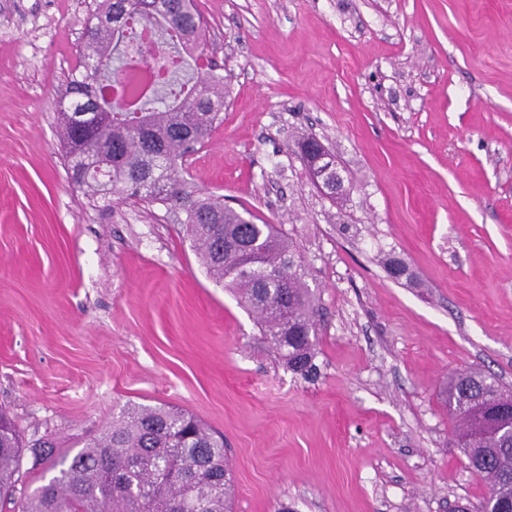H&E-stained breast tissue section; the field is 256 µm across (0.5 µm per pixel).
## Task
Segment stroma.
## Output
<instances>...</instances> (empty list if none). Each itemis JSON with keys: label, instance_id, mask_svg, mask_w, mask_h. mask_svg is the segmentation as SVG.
I'll return each instance as SVG.
<instances>
[{"label": "stroma", "instance_id": "obj_1", "mask_svg": "<svg viewBox=\"0 0 512 512\" xmlns=\"http://www.w3.org/2000/svg\"><path fill=\"white\" fill-rule=\"evenodd\" d=\"M196 6L227 93L186 178L291 237L320 373L283 365L173 209L70 183L56 107L89 6L0 0V407L63 449L129 403L189 411L224 437L233 512H479L443 388L512 387V0ZM299 148L301 154H303L310 174L313 179V183L319 188L314 180V166L315 162L320 158L323 159V162L334 163L336 165V160L334 157L325 149V147L314 137H308L299 143ZM320 189V188H319Z\"/></svg>", "mask_w": 512, "mask_h": 512}]
</instances>
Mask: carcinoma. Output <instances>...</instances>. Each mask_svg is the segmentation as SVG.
Wrapping results in <instances>:
<instances>
[{"label": "carcinoma", "instance_id": "obj_1", "mask_svg": "<svg viewBox=\"0 0 512 512\" xmlns=\"http://www.w3.org/2000/svg\"><path fill=\"white\" fill-rule=\"evenodd\" d=\"M167 0H99L58 115L69 180L93 196L113 195L175 204L207 275L257 315L274 354L305 379L318 373L316 297L295 259L288 234L276 224H256L218 198L196 193L185 179L187 157L210 136L224 111V77L188 75L189 52L206 23L193 0L181 16ZM111 13L117 25L103 23ZM153 34L161 61L173 74L147 100L127 84L126 58L144 50ZM95 92L106 108L86 107ZM309 171L334 157L314 137L299 143ZM512 404L498 378L477 369L448 376V409L467 465L484 476L488 499L512 501V447L489 432L494 411ZM52 473L30 488L23 480L24 451ZM234 484L215 436L192 413L166 405L129 403L105 429L76 452H55L48 438L24 443L0 408V508L8 512H232Z\"/></svg>", "mask_w": 512, "mask_h": 512}]
</instances>
